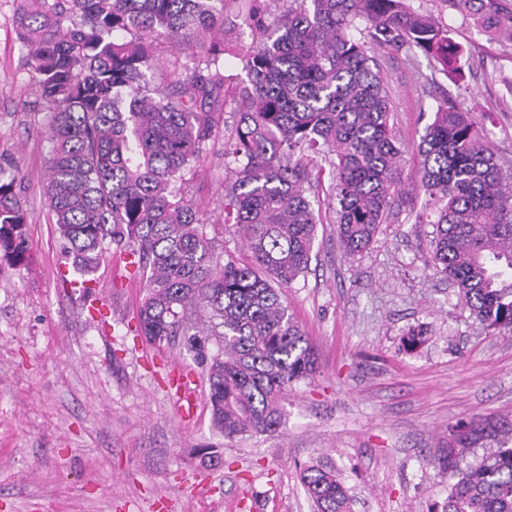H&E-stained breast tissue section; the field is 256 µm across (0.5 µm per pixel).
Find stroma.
<instances>
[{"label": "stroma", "mask_w": 512, "mask_h": 512, "mask_svg": "<svg viewBox=\"0 0 512 512\" xmlns=\"http://www.w3.org/2000/svg\"><path fill=\"white\" fill-rule=\"evenodd\" d=\"M460 49L447 75L419 54L381 51L404 176L419 168L415 144L445 96L458 97L490 133L512 172V40L491 38L444 0H413ZM15 0H0V166L18 168L26 201L28 263L0 259V512H312L301 468L332 463L353 512H436L450 479L437 463L448 428L462 419L512 416V335L473 323L436 275L431 225L415 221L424 196L396 202L363 254H343L325 187L308 272L285 289L288 310L313 343L318 370L294 383L279 430L225 440L210 422L204 366L183 339L153 346L134 333L144 283L109 252L90 294L66 282L63 243L43 186L51 144L47 112L25 67ZM240 0L224 8V78L244 79L253 34ZM224 140L216 138L185 195L211 223L224 199ZM112 306L88 313L89 295ZM425 326L408 353L402 335ZM173 371L196 375L197 412L183 423L166 387ZM198 448L221 464L200 466Z\"/></svg>", "instance_id": "35a3bbf8"}]
</instances>
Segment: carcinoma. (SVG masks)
<instances>
[{
	"label": "carcinoma",
	"instance_id": "cac0c4a2",
	"mask_svg": "<svg viewBox=\"0 0 512 512\" xmlns=\"http://www.w3.org/2000/svg\"><path fill=\"white\" fill-rule=\"evenodd\" d=\"M16 33L52 144L45 197L73 279L89 292L106 252L145 279L136 331L153 344L215 340L206 361L211 423L224 439L276 432L293 383L317 357L283 291L311 262L317 218L306 185L329 168V204L347 256L370 248L396 201L425 195L432 265L484 329L512 334V175L489 132L446 98L416 145L419 179L402 176L401 146L376 49L422 53L460 70L448 29L409 0H289L269 17L248 0L256 33L246 79L226 95V0H20ZM487 35L512 23V0H445ZM190 52L193 66L164 87L154 43ZM222 224L185 198V175L224 126ZM0 171V257L26 261L25 201ZM241 240L249 260L224 258L210 230ZM425 332L403 337L418 350ZM483 454L476 455V449ZM439 466L455 478L440 512H512V417L481 416L448 430ZM313 512H352L336 468L304 466Z\"/></svg>",
	"mask_w": 512,
	"mask_h": 512
}]
</instances>
